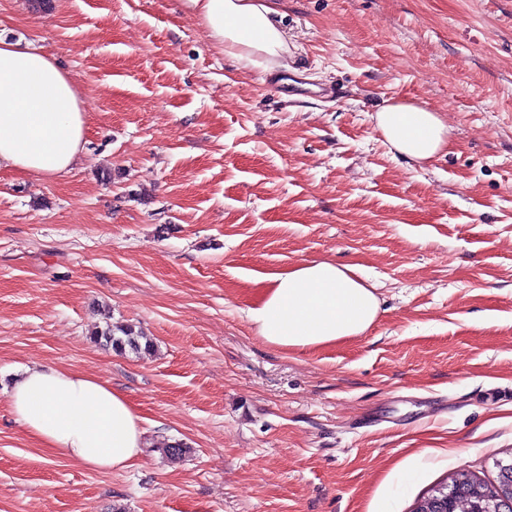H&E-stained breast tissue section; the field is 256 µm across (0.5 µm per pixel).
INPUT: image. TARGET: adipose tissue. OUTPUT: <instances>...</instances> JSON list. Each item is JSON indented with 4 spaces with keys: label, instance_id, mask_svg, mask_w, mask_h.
<instances>
[{
    "label": "adipose tissue",
    "instance_id": "adipose-tissue-1",
    "mask_svg": "<svg viewBox=\"0 0 512 512\" xmlns=\"http://www.w3.org/2000/svg\"><path fill=\"white\" fill-rule=\"evenodd\" d=\"M207 39L246 67H264L288 50L271 0H183ZM390 151L425 165L447 151L443 116L397 101L374 115ZM85 119L71 76L40 49L0 37V168L39 177L69 173L83 149ZM248 318L268 344L318 349L364 334L380 301L357 267L301 261L269 274ZM9 400L17 420L45 447L86 468H133L145 446L142 419L119 391L72 370L28 366Z\"/></svg>",
    "mask_w": 512,
    "mask_h": 512
}]
</instances>
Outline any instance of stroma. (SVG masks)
<instances>
[{
    "mask_svg": "<svg viewBox=\"0 0 512 512\" xmlns=\"http://www.w3.org/2000/svg\"><path fill=\"white\" fill-rule=\"evenodd\" d=\"M278 2L282 65L335 98L270 92L181 0H0L86 119L67 175L0 168V512H414L512 456V0ZM395 100L444 114L445 155L390 153ZM303 260L376 286L364 335H256L264 276ZM108 322L154 353L94 343ZM32 364L112 385L188 453L56 455L9 407Z\"/></svg>",
    "mask_w": 512,
    "mask_h": 512,
    "instance_id": "35a3bbf8",
    "label": "stroma"
}]
</instances>
